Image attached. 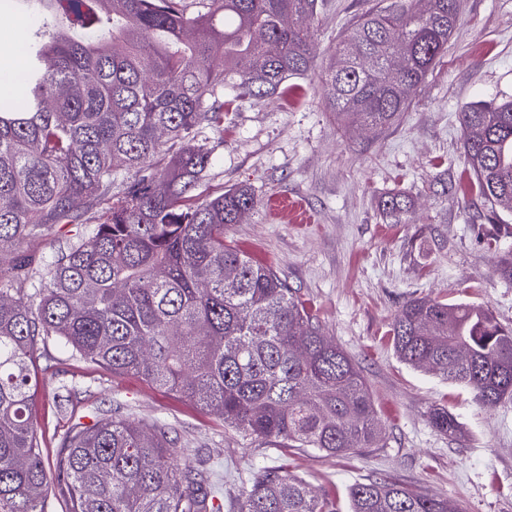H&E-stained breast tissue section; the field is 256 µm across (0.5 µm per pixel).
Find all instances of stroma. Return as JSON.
Instances as JSON below:
<instances>
[{
    "instance_id": "35a3bbf8",
    "label": "stroma",
    "mask_w": 512,
    "mask_h": 512,
    "mask_svg": "<svg viewBox=\"0 0 512 512\" xmlns=\"http://www.w3.org/2000/svg\"><path fill=\"white\" fill-rule=\"evenodd\" d=\"M367 0H322L313 51L327 60ZM512 99V0H461L448 48L398 122L379 132L340 129L325 107L317 75L290 79L277 97L236 98L225 91L222 130L205 129L214 148L204 192L251 186L258 205L226 238L274 266L318 314L328 338L360 367L385 427L382 447L330 457L225 426L194 402L70 356L56 341L34 354L39 374L34 422L56 459L73 422L121 408L129 418L168 424L191 461L224 481L222 512H239L251 471L287 462L316 493L346 503L350 485L390 480L452 501L459 512H512V401L479 404L440 376L401 363L390 329L407 299L441 297L487 307L512 326V283L496 273L512 255V221L489 224L465 191L460 113L474 103ZM411 202L400 218L382 201ZM299 202V223L275 209ZM76 394L67 416L54 413L61 386ZM444 407L465 436L455 440L428 420Z\"/></svg>"
}]
</instances>
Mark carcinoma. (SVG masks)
Here are the masks:
<instances>
[{"label":"carcinoma","mask_w":512,"mask_h":512,"mask_svg":"<svg viewBox=\"0 0 512 512\" xmlns=\"http://www.w3.org/2000/svg\"><path fill=\"white\" fill-rule=\"evenodd\" d=\"M317 0H0L22 12L20 86L0 95V512H46L49 478L67 512H219L220 487L158 423L120 411L77 422L55 461L30 415L33 353L52 337L73 357L183 395L282 448L346 456L384 436L359 366L271 266L224 240L258 200L250 187L197 190L224 126V88L267 97L314 68ZM459 0L373 4L346 27L322 81L344 130L382 129L408 110L454 33ZM468 191L489 221L512 214V101L461 112ZM398 215L404 196L382 202ZM78 230L39 269L31 243ZM392 346L414 368L512 397V328L489 309L416 297ZM431 425L460 433L445 408ZM350 512H458L395 482H356ZM239 512H338L287 465L261 466Z\"/></svg>","instance_id":"obj_1"}]
</instances>
